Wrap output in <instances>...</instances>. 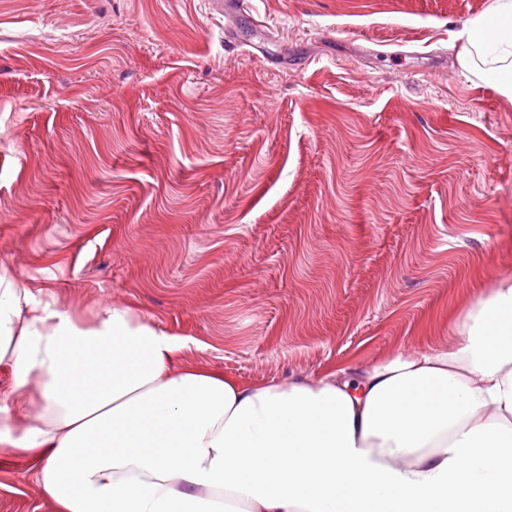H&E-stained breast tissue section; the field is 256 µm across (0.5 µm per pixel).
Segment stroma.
I'll return each instance as SVG.
<instances>
[{"label":"stroma","instance_id":"obj_1","mask_svg":"<svg viewBox=\"0 0 512 512\" xmlns=\"http://www.w3.org/2000/svg\"><path fill=\"white\" fill-rule=\"evenodd\" d=\"M490 0H0V271L255 386L448 345L512 280ZM0 512H51L0 447ZM506 31L511 37L504 35ZM464 34L458 53L461 67L474 76L510 75V81L497 89L512 101V0H492L483 13L468 20Z\"/></svg>","mask_w":512,"mask_h":512}]
</instances>
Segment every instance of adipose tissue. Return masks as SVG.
<instances>
[{"label": "adipose tissue", "instance_id": "1", "mask_svg": "<svg viewBox=\"0 0 512 512\" xmlns=\"http://www.w3.org/2000/svg\"><path fill=\"white\" fill-rule=\"evenodd\" d=\"M458 53L512 101V0ZM420 346L318 381L250 386L182 368L179 338L131 309L91 318L0 275V447L53 512H512V282Z\"/></svg>", "mask_w": 512, "mask_h": 512}]
</instances>
